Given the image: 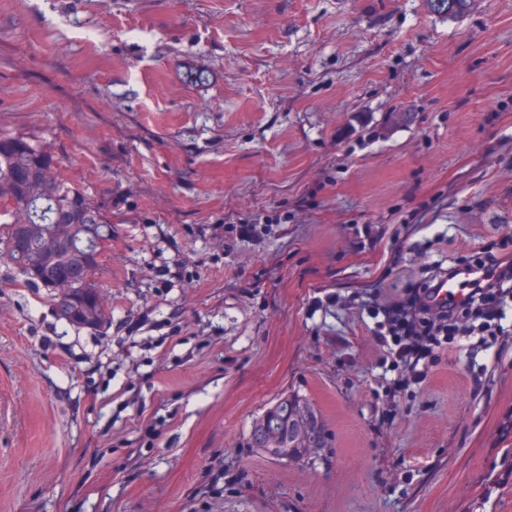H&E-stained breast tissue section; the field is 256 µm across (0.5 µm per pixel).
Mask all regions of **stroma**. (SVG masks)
Returning <instances> with one entry per match:
<instances>
[{
    "label": "stroma",
    "mask_w": 512,
    "mask_h": 512,
    "mask_svg": "<svg viewBox=\"0 0 512 512\" xmlns=\"http://www.w3.org/2000/svg\"><path fill=\"white\" fill-rule=\"evenodd\" d=\"M0 136L112 223L103 328L0 257V512H512V339L394 395L351 304L512 226V0H0ZM474 0H427L431 12L445 17L466 13ZM325 432L310 408L295 399L281 398L256 418L247 446L279 460L298 458L316 448Z\"/></svg>",
    "instance_id": "35a3bbf8"
}]
</instances>
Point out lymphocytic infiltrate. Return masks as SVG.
Returning <instances> with one entry per match:
<instances>
[{"mask_svg":"<svg viewBox=\"0 0 512 512\" xmlns=\"http://www.w3.org/2000/svg\"><path fill=\"white\" fill-rule=\"evenodd\" d=\"M511 246L512 235L503 233L469 257L481 276L472 282L464 308L432 305L430 282L403 289L384 303L363 305V313L374 322V338L385 351L392 392L425 382L429 364L438 360L448 340L474 336L479 346L488 345L494 327L512 306V259L502 255Z\"/></svg>","mask_w":512,"mask_h":512,"instance_id":"obj_1","label":"lymphocytic infiltrate"}]
</instances>
